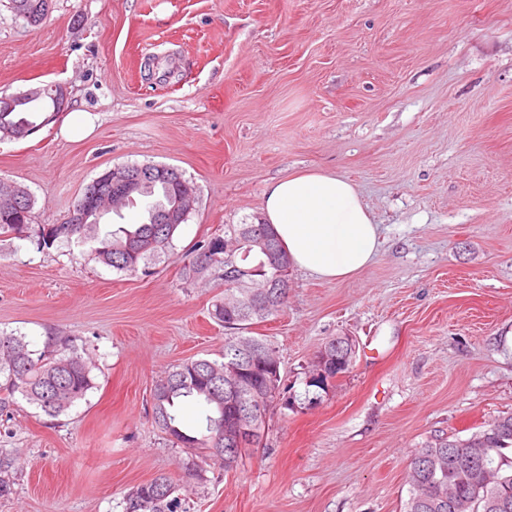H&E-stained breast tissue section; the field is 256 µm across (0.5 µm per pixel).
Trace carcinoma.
<instances>
[{
  "instance_id": "carcinoma-1",
  "label": "carcinoma",
  "mask_w": 512,
  "mask_h": 512,
  "mask_svg": "<svg viewBox=\"0 0 512 512\" xmlns=\"http://www.w3.org/2000/svg\"><path fill=\"white\" fill-rule=\"evenodd\" d=\"M15 15L37 27L47 18L52 0H10ZM50 100L39 97L25 101L13 112H0V130L17 123H34V117ZM192 182L184 177L153 181L144 196L158 193L162 201L148 210V223L134 230L101 236L98 224H52L42 228L36 239L39 248L56 242H97L95 259L129 275L148 268L156 257L173 249L177 224L154 223L158 208L168 203ZM33 202L25 198L18 207L0 203V236L30 238L29 221ZM275 247L285 261L288 253L269 224H226L224 235L198 241L183 261L182 276L189 282H224V297L212 304V316L224 327L242 330L255 319L276 316L288 302V278L273 267L262 241ZM346 341L334 337L319 350L309 371L306 387L323 389L328 382L349 372L337 364L336 345ZM274 349L267 340L255 336H228L222 360L192 359L181 362L157 379L151 390V417L154 424L180 448L196 451L201 458L228 470L237 465L242 452L256 446L252 442H232L224 428L233 403L242 412L258 416V430H265L264 417L280 394L281 375L264 373L260 363ZM93 364L70 341L52 340L50 348L38 352L22 335L0 332V411L9 398L20 394L29 404L50 417L66 413L85 399L93 388ZM179 399L192 400L207 409L198 435L187 433L175 411ZM493 449L487 459L486 485L479 488L469 466V458L484 449ZM512 450V413L501 415L466 439L436 435L416 449L410 464L411 491L404 512H492L489 502L498 496L512 512V461L505 462V450ZM176 481L165 474L132 488L124 499V512H177Z\"/></svg>"
}]
</instances>
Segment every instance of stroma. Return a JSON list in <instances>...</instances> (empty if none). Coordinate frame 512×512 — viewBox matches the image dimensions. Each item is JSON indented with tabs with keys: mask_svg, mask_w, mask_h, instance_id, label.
Listing matches in <instances>:
<instances>
[{
	"mask_svg": "<svg viewBox=\"0 0 512 512\" xmlns=\"http://www.w3.org/2000/svg\"><path fill=\"white\" fill-rule=\"evenodd\" d=\"M51 82L66 111L0 140L32 229L127 164L177 168L199 202L146 275L87 244L0 240V330L38 351L67 337L95 383L56 418L19 396L0 412V512H123L158 474L183 484L195 457L155 427L150 390L219 358L226 331L223 285L186 282L181 256L300 170L353 182L382 244L344 280L290 267L286 307L246 329L281 362L263 441L183 484V512H404L415 448L512 413V0H53L37 28L0 0V94ZM77 112L93 130L65 137ZM335 336L353 365L307 402Z\"/></svg>",
	"mask_w": 512,
	"mask_h": 512,
	"instance_id": "35a3bbf8",
	"label": "stroma"
}]
</instances>
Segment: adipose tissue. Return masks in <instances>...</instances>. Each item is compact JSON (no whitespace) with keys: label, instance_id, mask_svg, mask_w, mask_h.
<instances>
[{"label":"adipose tissue","instance_id":"adipose-tissue-1","mask_svg":"<svg viewBox=\"0 0 512 512\" xmlns=\"http://www.w3.org/2000/svg\"><path fill=\"white\" fill-rule=\"evenodd\" d=\"M262 218L298 269L325 280L362 272L379 246V227L357 187L338 175L299 171L269 184Z\"/></svg>","mask_w":512,"mask_h":512}]
</instances>
